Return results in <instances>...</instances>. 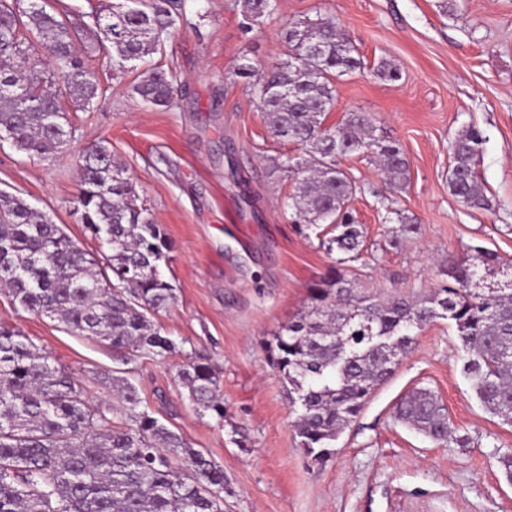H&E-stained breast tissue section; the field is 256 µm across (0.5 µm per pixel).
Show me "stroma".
Returning <instances> with one entry per match:
<instances>
[{"mask_svg": "<svg viewBox=\"0 0 512 512\" xmlns=\"http://www.w3.org/2000/svg\"><path fill=\"white\" fill-rule=\"evenodd\" d=\"M184 25L147 60L176 75L171 107L132 92L138 70L112 74L96 62L99 96L71 112L67 151L54 162L0 142V191L20 194L91 254L97 240L71 206L81 184L76 160L103 142L123 163L139 202L172 244L163 273L176 302L156 321L178 350L125 361L108 343L70 333L0 292V324L13 328L82 385L92 406L115 404L112 379L129 378L144 406L224 469V512H512V482L499 455L512 426L480 406L463 372L454 326L439 319L337 439L312 461L291 425L285 384L266 343L308 304V291L336 264L315 228L299 231L283 169L295 145L273 138L250 79L288 47L291 18H330L364 66L335 82L327 125L363 116L375 135L400 143L405 188L391 192L370 156L342 159L360 185L350 205L364 227L363 259L347 265L356 292L373 299L422 294L444 281L449 258L483 246L512 259V0H277L248 24L237 0H182ZM398 80L376 73L380 62ZM484 136L479 177L492 207L470 210L449 192L448 144L466 128ZM396 197L420 232L391 245L381 202ZM194 359L221 376L224 417L194 410L176 381ZM418 388L433 391L467 446L437 444L395 414Z\"/></svg>", "mask_w": 512, "mask_h": 512, "instance_id": "obj_1", "label": "stroma"}]
</instances>
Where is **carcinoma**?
<instances>
[{
  "label": "carcinoma",
  "instance_id": "cac0c4a2",
  "mask_svg": "<svg viewBox=\"0 0 512 512\" xmlns=\"http://www.w3.org/2000/svg\"><path fill=\"white\" fill-rule=\"evenodd\" d=\"M259 24L276 0H239ZM179 0H118L75 23L46 9L45 0H0V135L17 151L54 161L67 148L66 99L88 106L98 97L97 56L112 53V71L134 69L177 31ZM287 58L256 74L238 71L252 88L274 136L296 144L287 159L296 176L291 207L303 221L325 227L336 267L310 288L307 310L269 342L272 365L288 386L292 426L314 460L361 413L394 372L416 336L437 319L456 328L465 373L482 408L512 426V262L484 247L450 260L446 284L423 295L373 300L355 293L344 264L360 259L363 225L349 208L358 190L340 167L353 153H371L388 184L401 190L409 167L399 143L374 135L356 113L325 126L335 100L334 79L362 67L355 46L329 19L285 24ZM145 104L170 106L177 78L145 70L133 86ZM482 133L469 128L449 145L448 188L471 209L489 208L478 180ZM82 189L71 201L81 223L106 249L105 263L21 196L0 191V284L20 307L66 330L107 341L132 356L165 358L174 342L153 316L176 300L160 271L170 243L162 225L138 203L123 164L102 144L78 160ZM390 244L418 232L400 209L386 205ZM402 336L387 355L376 337ZM178 385L199 412L224 421L221 381L209 364L188 361ZM118 406L93 408L72 377L56 368L20 332L0 325V512H224V468L142 408L135 384L112 379ZM397 416L440 444L451 430L435 393L418 389Z\"/></svg>",
  "mask_w": 512,
  "mask_h": 512
}]
</instances>
